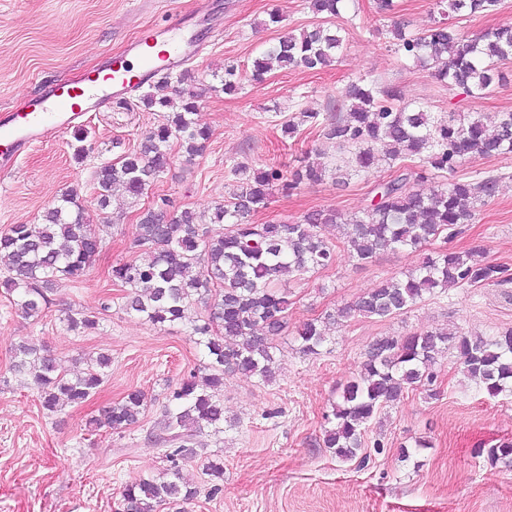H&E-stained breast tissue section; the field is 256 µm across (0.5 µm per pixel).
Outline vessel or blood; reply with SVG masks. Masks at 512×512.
<instances>
[{"instance_id":"obj_1","label":"vessel or blood","mask_w":512,"mask_h":512,"mask_svg":"<svg viewBox=\"0 0 512 512\" xmlns=\"http://www.w3.org/2000/svg\"><path fill=\"white\" fill-rule=\"evenodd\" d=\"M191 14L177 13L162 28L132 42L125 52L109 57L105 66L75 82L60 81L18 109L0 114V172L12 169L33 145L48 142L78 123L85 113L112 99L135 95L156 72H176L202 49L190 29Z\"/></svg>"}]
</instances>
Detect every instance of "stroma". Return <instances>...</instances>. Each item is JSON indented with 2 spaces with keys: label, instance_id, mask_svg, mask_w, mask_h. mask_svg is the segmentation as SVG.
<instances>
[{
  "label": "stroma",
  "instance_id": "1",
  "mask_svg": "<svg viewBox=\"0 0 512 512\" xmlns=\"http://www.w3.org/2000/svg\"><path fill=\"white\" fill-rule=\"evenodd\" d=\"M216 4V15L201 27V56L167 76L169 90L198 98L195 120L211 132L201 156L189 161L173 148L166 170L139 199L117 190L109 207L99 209L97 167L138 149L167 119L166 112L145 107L135 95L86 113L79 124L87 133L83 158H76L79 144L68 130L35 145L0 178V233L14 224L41 223L62 194L74 190L103 244L82 280L54 288L42 318L22 317L10 296L0 294V512H117L124 484L155 475L163 465L155 423L170 390L204 361L185 327L207 312L195 304L183 321L160 327L123 311L126 291L113 285L109 272L118 261L150 257V247L135 241L141 211L161 208L172 215L188 208L210 214L231 195L236 162L257 168L273 164L287 173L307 160L335 162L336 145L323 138L320 128L304 126L288 138L281 125L297 112L336 114L343 89L364 75L397 87L403 103L441 115L479 112L491 124L499 113L512 111V62L502 66V81L476 99L395 53L393 23L422 32L438 16L435 0H397L392 15L378 13L375 0H349L330 22L344 37L334 66L319 72L274 70L260 82L243 79L237 93L224 94L218 86L225 60L250 66L279 37L317 23L318 17L308 0ZM191 7V0H0V108L35 94L42 82L92 69L142 28ZM272 11L281 15V23L262 28ZM483 171L504 179L450 246H483L488 261L512 268V154L470 155L457 175ZM390 173L381 163L343 186L329 176L289 194L274 190L254 221L291 224L308 211L329 207L347 214L361 211L374 186ZM418 260L405 251H384L360 264L340 247L332 267L288 283L289 328L276 340V378L264 383L243 374L225 376L224 430L202 429L198 455L184 468L200 490L188 512H512V463H493L482 454L512 442V396L489 398L463 379L454 355L436 367L437 396L421 389L408 392L369 422L363 461L338 462L323 444L332 404L376 337L435 328L488 336L512 328V282L454 288L426 297L399 316L351 318L330 328L319 354L300 353L296 331L304 322L354 301ZM69 310L96 316L97 329L68 330L64 316ZM22 340L46 349L72 375L83 372L100 352L111 356L112 366L86 403L50 414L37 390L10 369L13 347ZM133 390L146 399L139 423L88 432L87 419ZM419 438L430 440V447L414 449ZM404 446L413 450L405 461L399 456ZM215 458L224 462L216 492L203 473L204 463Z\"/></svg>",
  "mask_w": 512,
  "mask_h": 512
}]
</instances>
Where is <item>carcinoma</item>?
I'll return each instance as SVG.
<instances>
[{"label":"carcinoma","instance_id":"cac0c4a2","mask_svg":"<svg viewBox=\"0 0 512 512\" xmlns=\"http://www.w3.org/2000/svg\"><path fill=\"white\" fill-rule=\"evenodd\" d=\"M345 0H310L312 11L329 20L340 15ZM498 0H437L443 19L421 35H409L399 26L391 30L396 51L432 70L433 75L468 96L480 98L500 79V65L512 60V25H503L470 37L452 19L488 12ZM343 47L340 31L318 23L289 33L252 61L255 81L274 69L321 71L335 62ZM242 68L224 61V94L237 92ZM399 91L377 80L361 77L344 90L349 112L321 124L324 138L351 154L345 165L331 169L308 163L288 178L275 166L253 169L233 166L237 179L230 198L213 208L209 221L185 209L169 218L149 208L139 216L136 242L153 248L151 258L112 266V283L129 289L124 309L154 325L184 317L194 303L208 314L193 323L189 336L203 347V373L193 371L169 393L157 422L158 441L170 445L163 454L165 467L158 476L126 483L119 512H158L167 504L174 512L197 495V487L183 475V466L197 456L196 432L205 424L216 433L224 429L221 392L224 376L241 373L269 383L276 377L274 340L288 332V289L277 282L301 279L335 262L336 246L349 249L352 258L366 262L381 250L405 249L422 253L413 269L385 278L353 302L324 312L297 330L300 352L319 353L328 341L326 328L352 317L388 318L403 314L426 296L452 288L503 285L512 280L509 269L485 259L480 246L465 251L426 246L445 243L470 223L478 206L494 198L502 174L479 172L470 179L454 177L465 158L478 153L496 157L512 153V112H502L488 126L479 112L438 115L398 104ZM148 108L169 111L139 149L117 161L102 163L95 172L98 203L109 205L112 187L120 186L137 199L164 172L170 143L184 149L188 159L202 152L210 139L208 128L194 119L195 96L144 98ZM319 113L297 112L284 122V133L318 124ZM384 158L396 166L394 176L379 184L365 209L345 214L335 208L305 213L294 224H253L249 217L267 208L273 188L291 190L301 183L317 184L329 174L344 179L369 171ZM438 173L448 182L426 193L420 185ZM336 227V242L322 227ZM102 240L86 224L77 193L62 196L40 224H14L0 234V278L4 293L16 295L14 304L25 317L40 318L50 304L49 294L62 280L87 275ZM67 328L84 333L97 327L93 316L69 314ZM456 353L463 376L480 385L488 397L512 395V329L486 338L438 328L407 336H380L368 347L354 379L347 382L332 408L334 426L325 430L324 445L343 462L355 460L364 448L368 423L383 408L401 401L408 391L433 392L434 368L439 358ZM14 370L37 388L41 406L56 413L65 406L86 402L108 376L112 357L100 353L85 372L70 376L56 358L28 341L14 346ZM144 394L133 391L91 418L94 428L126 429L140 420Z\"/></svg>","mask_w":512,"mask_h":512}]
</instances>
